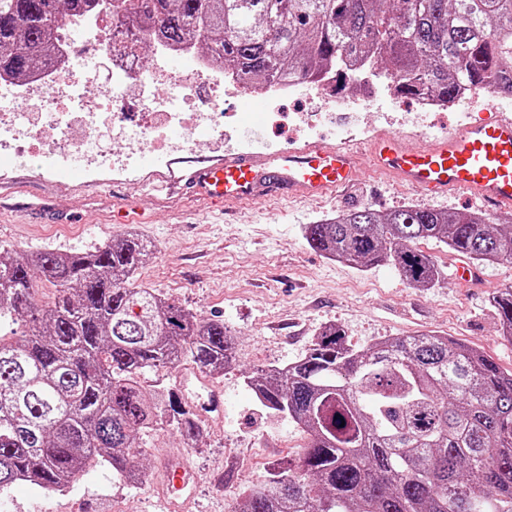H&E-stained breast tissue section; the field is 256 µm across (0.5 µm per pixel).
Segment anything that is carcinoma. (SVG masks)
Masks as SVG:
<instances>
[{
  "label": "carcinoma",
  "mask_w": 512,
  "mask_h": 512,
  "mask_svg": "<svg viewBox=\"0 0 512 512\" xmlns=\"http://www.w3.org/2000/svg\"><path fill=\"white\" fill-rule=\"evenodd\" d=\"M96 2L0 0V73L44 66L63 14ZM116 11L172 45L200 38L254 79L330 70L342 91L376 65L400 96L427 86L448 104L461 81L476 95L512 93V0H120ZM304 239L360 268L390 260L414 288L444 280L422 240L473 264L512 262V218L478 212L363 206L306 225ZM151 254L132 232L76 253L0 246L1 492H59L97 466L138 485L154 426L197 441L193 415L143 377L184 358L222 373L235 336L134 285ZM42 284L54 288L47 301ZM492 303L512 338V288ZM244 384L308 443L239 512H512V373L468 346L429 332L358 349L329 324L301 359Z\"/></svg>",
  "instance_id": "obj_1"
}]
</instances>
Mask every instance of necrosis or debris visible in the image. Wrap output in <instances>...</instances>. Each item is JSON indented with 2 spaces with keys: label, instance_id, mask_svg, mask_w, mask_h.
<instances>
[{
  "label": "necrosis or debris",
  "instance_id": "necrosis-or-debris-1",
  "mask_svg": "<svg viewBox=\"0 0 512 512\" xmlns=\"http://www.w3.org/2000/svg\"><path fill=\"white\" fill-rule=\"evenodd\" d=\"M62 25L65 36L43 69L18 81L0 78V160L7 164L34 168L46 161L56 171L78 164L88 173L134 172L145 156L139 148L144 140L157 165L170 153L198 145L203 135L210 145H222L225 94L263 101L265 122L274 126L278 101L298 86L292 77L263 86L243 83L189 45L156 46L162 59L186 60L183 72L143 68L131 45L144 37V29L114 18L107 7L63 19ZM84 35L103 45L102 60L91 63L76 54ZM174 128L180 129V140L170 138ZM108 139L124 140L126 152L103 153Z\"/></svg>",
  "mask_w": 512,
  "mask_h": 512
}]
</instances>
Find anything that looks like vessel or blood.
<instances>
[{
	"instance_id": "b4317fda",
	"label": "vessel or blood",
	"mask_w": 512,
	"mask_h": 512,
	"mask_svg": "<svg viewBox=\"0 0 512 512\" xmlns=\"http://www.w3.org/2000/svg\"><path fill=\"white\" fill-rule=\"evenodd\" d=\"M365 156L408 191L434 198L462 192L498 212H512V115L496 111L415 145L382 130L364 147L307 142L262 153L178 158L169 176L192 195L228 208L275 194L319 199L351 190ZM164 475L166 495L192 497L198 476L181 458H168Z\"/></svg>"
}]
</instances>
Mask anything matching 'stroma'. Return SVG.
<instances>
[{
	"label": "stroma",
	"mask_w": 512,
	"mask_h": 512,
	"mask_svg": "<svg viewBox=\"0 0 512 512\" xmlns=\"http://www.w3.org/2000/svg\"><path fill=\"white\" fill-rule=\"evenodd\" d=\"M339 99L340 106H327L302 84L281 101L283 122L266 131L263 143H248L244 135L251 123L261 122V113L233 109L224 129L231 146L247 153L289 142L350 138L365 143L382 128L412 140L427 138L466 121L458 108L420 112L413 100L385 91L369 110L353 106L350 91H342ZM0 174L10 178L14 200L38 196L52 209L82 218L78 224H46L41 216L0 203V246L80 252L134 231L153 246L151 258L135 274L136 285L156 290L199 317L223 316L236 333L234 366L208 379L224 391V412L201 419L194 447H186L171 429L152 431L145 439L148 476L142 486L115 481L104 469L92 467L60 493L17 483L0 493V512H167L157 487L160 462L169 454L184 456L200 474L188 512H235L243 491L259 485L283 458H297L306 444L294 422L257 405L242 376L257 365L299 360L327 323L340 326L346 341L359 348L385 336L438 331L512 372V339L501 335L490 304L493 292L512 284V263L481 266L483 283L469 288L446 280L422 289L403 280L392 263L361 270L324 257L303 238L305 225L361 206L479 212L480 202L461 196L433 201L397 188L367 167L358 184L334 200L310 203L275 196L230 214L200 205L188 194L146 188L152 177L147 168L132 176L77 170L66 177L45 165L0 164ZM118 195L138 202L147 223L131 228L110 223Z\"/></svg>",
	"instance_id": "1"
}]
</instances>
